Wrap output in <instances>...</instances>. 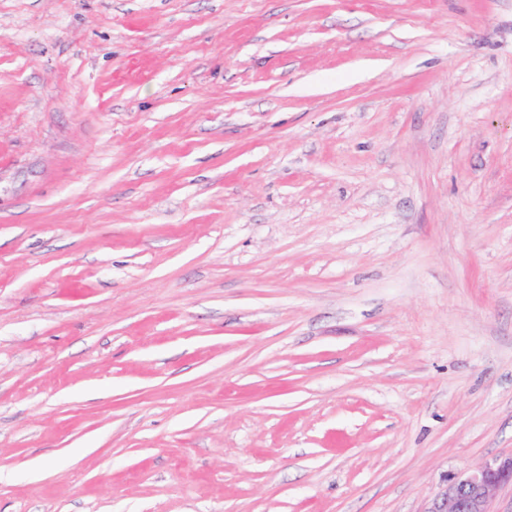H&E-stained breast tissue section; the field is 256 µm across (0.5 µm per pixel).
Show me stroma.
<instances>
[{
  "label": "stroma",
  "mask_w": 512,
  "mask_h": 512,
  "mask_svg": "<svg viewBox=\"0 0 512 512\" xmlns=\"http://www.w3.org/2000/svg\"><path fill=\"white\" fill-rule=\"evenodd\" d=\"M509 455L512 0H0V512Z\"/></svg>",
  "instance_id": "1"
}]
</instances>
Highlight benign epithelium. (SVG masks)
I'll return each instance as SVG.
<instances>
[{"mask_svg":"<svg viewBox=\"0 0 512 512\" xmlns=\"http://www.w3.org/2000/svg\"><path fill=\"white\" fill-rule=\"evenodd\" d=\"M506 485L512 486V457L487 461L450 477L428 512H491L495 494Z\"/></svg>","mask_w":512,"mask_h":512,"instance_id":"benign-epithelium-1","label":"benign epithelium"}]
</instances>
